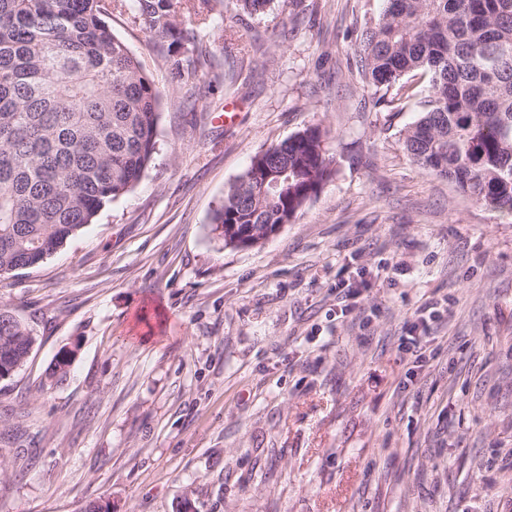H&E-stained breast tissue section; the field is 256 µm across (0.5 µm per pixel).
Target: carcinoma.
Returning a JSON list of instances; mask_svg holds the SVG:
<instances>
[{
    "label": "carcinoma",
    "instance_id": "carcinoma-1",
    "mask_svg": "<svg viewBox=\"0 0 512 512\" xmlns=\"http://www.w3.org/2000/svg\"><path fill=\"white\" fill-rule=\"evenodd\" d=\"M248 16L272 0H235ZM173 74L191 37L173 0H128ZM105 0H0V278L39 266L102 207L129 192L156 150L162 90L112 32ZM364 82L415 95L423 115L401 133L410 159L470 200L512 215V0H385L359 38ZM328 131L310 125L256 154L224 191L212 231L239 225L252 244L288 224L333 175ZM263 166L282 173L263 186ZM36 337L0 306V350L22 364Z\"/></svg>",
    "mask_w": 512,
    "mask_h": 512
}]
</instances>
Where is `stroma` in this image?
<instances>
[{
    "label": "stroma",
    "mask_w": 512,
    "mask_h": 512,
    "mask_svg": "<svg viewBox=\"0 0 512 512\" xmlns=\"http://www.w3.org/2000/svg\"><path fill=\"white\" fill-rule=\"evenodd\" d=\"M196 2L174 6L203 74L178 84L166 47L113 8L168 94L154 158L0 281L37 338L0 382V512H512V215L404 152L421 100L377 103L357 53L383 0H275L254 18ZM312 124L335 176L262 245L225 246V189ZM427 306L418 358L404 339ZM66 346L68 382L44 387Z\"/></svg>",
    "instance_id": "35a3bbf8"
}]
</instances>
